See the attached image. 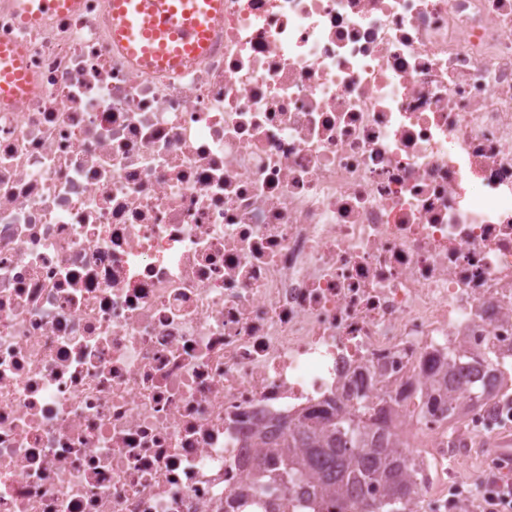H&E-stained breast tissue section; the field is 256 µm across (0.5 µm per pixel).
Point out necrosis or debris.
<instances>
[{
	"label": "necrosis or debris",
	"instance_id": "4bbe7bcc",
	"mask_svg": "<svg viewBox=\"0 0 512 512\" xmlns=\"http://www.w3.org/2000/svg\"><path fill=\"white\" fill-rule=\"evenodd\" d=\"M0 45V512H266L265 419L512 363V0H224L212 48L133 67L106 0ZM397 407L439 468L454 434ZM481 482L412 512H469ZM26 89V75L13 49L0 47V100L14 102Z\"/></svg>",
	"mask_w": 512,
	"mask_h": 512
}]
</instances>
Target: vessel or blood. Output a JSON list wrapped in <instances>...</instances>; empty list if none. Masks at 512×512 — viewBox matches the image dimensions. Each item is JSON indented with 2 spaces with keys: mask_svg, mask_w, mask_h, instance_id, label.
Returning <instances> with one entry per match:
<instances>
[{
  "mask_svg": "<svg viewBox=\"0 0 512 512\" xmlns=\"http://www.w3.org/2000/svg\"><path fill=\"white\" fill-rule=\"evenodd\" d=\"M78 0H21V15L72 9ZM112 37L139 66L165 70L203 54L212 19L224 0H106ZM26 89V75L13 49L0 47V100L13 102Z\"/></svg>",
  "mask_w": 512,
  "mask_h": 512,
  "instance_id": "obj_1",
  "label": "vessel or blood"
}]
</instances>
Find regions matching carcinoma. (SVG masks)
Returning a JSON list of instances; mask_svg holds the SVG:
<instances>
[{"mask_svg": "<svg viewBox=\"0 0 512 512\" xmlns=\"http://www.w3.org/2000/svg\"><path fill=\"white\" fill-rule=\"evenodd\" d=\"M504 374L494 362L460 341L448 349V365L439 367L422 388V413L440 422L460 421L469 408L493 398L504 388ZM462 385L472 386L466 403L456 399ZM400 397L389 395L382 406L360 405L313 422L293 423L284 418L269 420L259 431L254 447L265 448L255 469L259 482L277 483L283 499L273 512H288L290 486L311 479L324 493H356L359 512H412L411 503L422 483V464L402 452L409 447L388 422L378 423L376 414L390 417ZM374 486L380 492L373 496Z\"/></svg>", "mask_w": 512, "mask_h": 512, "instance_id": "1", "label": "carcinoma"}]
</instances>
